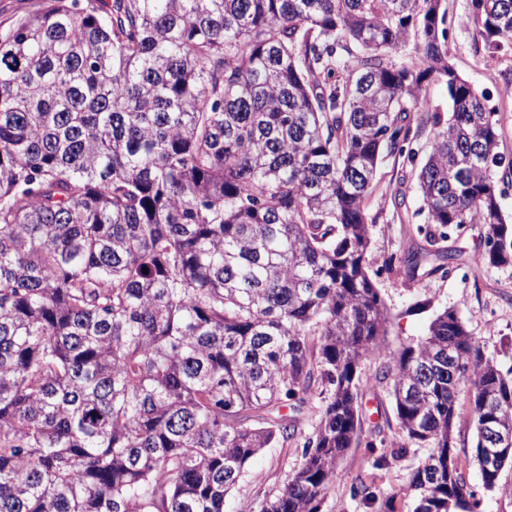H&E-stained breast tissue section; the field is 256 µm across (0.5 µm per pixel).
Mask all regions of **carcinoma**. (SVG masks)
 Wrapping results in <instances>:
<instances>
[{
	"instance_id": "carcinoma-1",
	"label": "carcinoma",
	"mask_w": 512,
	"mask_h": 512,
	"mask_svg": "<svg viewBox=\"0 0 512 512\" xmlns=\"http://www.w3.org/2000/svg\"><path fill=\"white\" fill-rule=\"evenodd\" d=\"M469 12L489 55L512 53V0ZM446 17L443 0H48L0 35V512H224L317 398L259 512H320L362 436L368 356L397 452L433 448L412 512H474L459 395L481 448L488 419L512 430V370L448 310L388 351L367 261L379 154L413 158L433 80L451 102L417 174L434 230L400 263L456 262L435 245L468 224L485 263L512 262L492 178L512 159L448 65ZM474 461L492 491L512 454Z\"/></svg>"
}]
</instances>
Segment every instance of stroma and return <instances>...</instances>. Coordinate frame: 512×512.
<instances>
[{
  "label": "stroma",
  "instance_id": "1",
  "mask_svg": "<svg viewBox=\"0 0 512 512\" xmlns=\"http://www.w3.org/2000/svg\"><path fill=\"white\" fill-rule=\"evenodd\" d=\"M446 4L448 63L458 76L485 92L489 107L498 114L499 150L512 157V55L489 56L473 33L468 0H446ZM408 121L415 158L382 153L367 204L371 225L367 259L391 314L387 346L393 352L400 350L423 336L433 317L448 309L503 369H512V265L482 262L486 249L482 226L453 230L439 240V247L458 254L453 269L412 277L404 268L388 264L390 257L427 246L419 231L425 218L417 213L421 201L416 183L434 128L420 107L410 112ZM379 369L378 360L368 357L358 370L363 429L391 441L397 433L395 408L389 385L374 379ZM475 442L469 396L464 393L458 401L455 452L476 491L478 512H512V467L504 468L498 488L484 490L473 458ZM301 451V444L293 441L263 449L250 463L248 475L228 495L224 512H258L265 496L300 466ZM429 453V448L412 445L379 463L364 444L353 445L338 463L321 512H412L408 478Z\"/></svg>",
  "mask_w": 512,
  "mask_h": 512
}]
</instances>
